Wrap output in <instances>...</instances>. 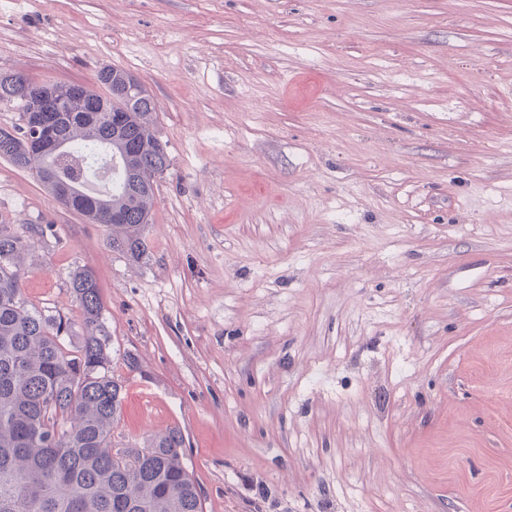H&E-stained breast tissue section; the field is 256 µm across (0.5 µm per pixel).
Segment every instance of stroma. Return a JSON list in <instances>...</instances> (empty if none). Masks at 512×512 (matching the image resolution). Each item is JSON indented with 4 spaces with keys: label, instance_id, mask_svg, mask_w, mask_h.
I'll list each match as a JSON object with an SVG mask.
<instances>
[{
    "label": "stroma",
    "instance_id": "stroma-1",
    "mask_svg": "<svg viewBox=\"0 0 512 512\" xmlns=\"http://www.w3.org/2000/svg\"><path fill=\"white\" fill-rule=\"evenodd\" d=\"M105 65L148 255L4 158L0 219L46 313L96 271L115 441L179 427L203 512H512V0H0V73Z\"/></svg>",
    "mask_w": 512,
    "mask_h": 512
}]
</instances>
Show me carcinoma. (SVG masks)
<instances>
[{"label":"carcinoma","instance_id":"obj_1","mask_svg":"<svg viewBox=\"0 0 512 512\" xmlns=\"http://www.w3.org/2000/svg\"><path fill=\"white\" fill-rule=\"evenodd\" d=\"M18 74L0 75V104L19 112L18 123L0 128V157L36 175L50 194L55 182L42 175L30 152L36 130L24 122L26 103ZM99 90L50 82L57 98L82 92L79 112H49L56 136L67 143L56 176L89 182L78 152L97 146L112 162L103 190L118 220L112 247L138 262L147 256V228L155 186L130 179L169 167L166 145L155 135L157 108L131 72L106 65ZM31 242L0 220V512H203L197 481L183 463L178 427L147 442L142 455L117 444L112 426L120 415L123 384L111 370V334L103 316L96 273L73 271L71 290L81 310L82 336L64 345L70 323L46 315L25 297L20 260Z\"/></svg>","mask_w":512,"mask_h":512}]
</instances>
